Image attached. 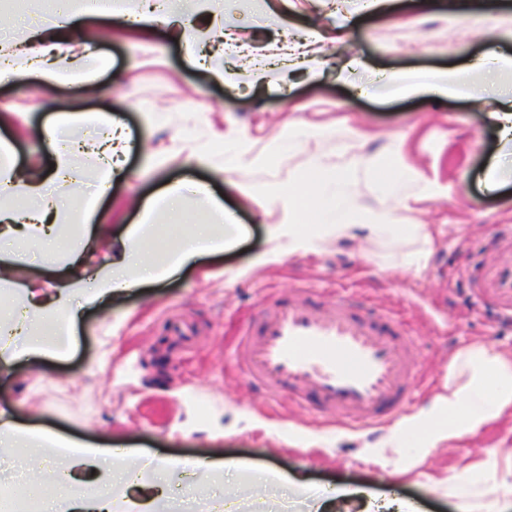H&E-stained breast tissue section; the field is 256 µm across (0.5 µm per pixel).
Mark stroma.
Masks as SVG:
<instances>
[{"instance_id":"35a3bbf8","label":"stroma","mask_w":512,"mask_h":512,"mask_svg":"<svg viewBox=\"0 0 512 512\" xmlns=\"http://www.w3.org/2000/svg\"><path fill=\"white\" fill-rule=\"evenodd\" d=\"M222 0L185 24L126 23L140 0H114L106 24L85 18L83 38L109 61L100 92L75 89L25 74L0 85V137L12 158L49 162L51 148L40 130L62 112H84L78 136L102 132L91 115L103 112L125 127L126 159L111 191L97 196V173L84 156L74 159L77 179L52 186L60 201L95 198L89 237H102L98 264L110 259L108 240L139 223L143 206L166 186L194 181L246 229L232 250L206 253L169 279L81 310L60 357L32 355L0 383V407L27 428L95 448L123 449L125 461L150 460L166 468L171 497L180 481L201 474L195 489L208 512H224V488L195 464L233 460L309 485L294 506L281 505L277 484L264 500H246L242 512H314L313 490L345 483L396 493L421 512H458L444 487L399 482L357 459L365 442L384 428L361 433L264 396L234 367L239 334L263 306L269 290L287 294L311 285L321 290L344 283L356 301L397 313L417 337L421 355L412 402L423 405L441 388L453 352L483 342L512 354V318L476 300L469 274L474 261L490 260L488 244L500 225H512V141H501L474 98L490 99L512 86V71L494 81L469 76L474 98L385 94L389 77L429 70L452 71L494 51L512 55V0ZM189 36H180L181 27ZM218 30L231 43L249 45L260 62L277 47L312 43L308 65L292 56L274 60L266 82L223 81L198 61L205 48L192 33ZM122 85H114L115 74ZM325 136H316V129ZM249 159L227 167L238 146ZM328 175L343 171L344 191L374 212L393 213L400 224L435 229L425 267L406 262L420 250L414 239L328 242L320 253L290 254L273 227L293 219L275 202V190L297 185L312 165ZM411 178L385 191L382 179L395 168ZM495 178L498 189L484 186ZM368 260H356L357 251ZM279 253L277 263L258 260ZM315 433L320 445L290 449L292 440ZM495 457L499 472L512 470V426L465 438L432 454L425 473L441 477Z\"/></svg>"}]
</instances>
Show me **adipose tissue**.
<instances>
[{
  "instance_id": "obj_1",
  "label": "adipose tissue",
  "mask_w": 512,
  "mask_h": 512,
  "mask_svg": "<svg viewBox=\"0 0 512 512\" xmlns=\"http://www.w3.org/2000/svg\"><path fill=\"white\" fill-rule=\"evenodd\" d=\"M51 23L47 26L25 27L14 39L16 54L26 59L18 65L8 58L0 59V82L36 72L59 84L79 86L87 94L98 90L97 79L104 67L101 55H76L62 46V33L71 32L81 24L82 15L111 19L112 0H86L84 11L73 7V0H41ZM96 120L107 125L108 135L93 142L97 156V183L107 187L121 161L116 142L125 138L123 126L111 116L96 113ZM76 114L56 116L44 129L53 147L51 174L30 167L10 164L0 172V192L19 201L20 209L0 210V282L14 286L18 295V319L12 334L27 336L28 342L19 350H0V381L8 377L24 357L44 353L43 333L47 324L57 332H70L78 310L73 307L75 294L83 302L94 305L125 294L144 283L176 276L195 256L233 248L242 233L240 225L221 226L196 224L187 230H167L162 224H135L126 238L114 246L112 261L105 271L85 278L73 274V256L52 252L49 263L65 272L60 288L50 293L20 284L15 276L16 252L34 241L54 243L63 235L73 234L65 223V214L47 190L49 178L69 179L73 172L71 129L79 122ZM281 198L288 209L303 210L314 217L310 224H280L277 234L287 236L292 253H316L333 238H374L382 235L411 236L430 243L432 229L427 224H398L387 215L367 213L362 203L344 194L327 202L302 190L289 188ZM147 240L142 250L129 247L131 238ZM512 419V355L497 351L483 343H470L457 349L448 364L442 389L420 408L401 416L387 433L374 442L364 443L358 458L365 464L381 467L395 477L407 475L416 461L425 460L450 442L477 435L501 421ZM416 442L417 457H400L406 438ZM316 512H416L405 499L396 495L377 496L363 489L335 488L327 492Z\"/></svg>"
}]
</instances>
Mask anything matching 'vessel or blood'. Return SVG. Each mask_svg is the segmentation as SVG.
I'll return each instance as SVG.
<instances>
[{"label":"vessel or blood","mask_w":512,"mask_h":512,"mask_svg":"<svg viewBox=\"0 0 512 512\" xmlns=\"http://www.w3.org/2000/svg\"><path fill=\"white\" fill-rule=\"evenodd\" d=\"M477 295L512 315V233L496 237L494 257L472 280ZM419 343L389 313L340 294L321 301L311 288L269 299L234 350L240 375L269 404L309 407L352 431L380 426L416 392Z\"/></svg>","instance_id":"vessel-or-blood-1"}]
</instances>
